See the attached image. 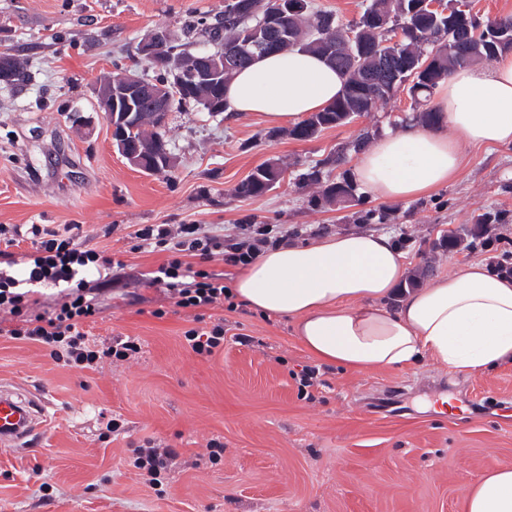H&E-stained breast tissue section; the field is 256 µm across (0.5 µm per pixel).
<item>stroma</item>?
<instances>
[{
  "instance_id": "35a3bbf8",
  "label": "stroma",
  "mask_w": 512,
  "mask_h": 512,
  "mask_svg": "<svg viewBox=\"0 0 512 512\" xmlns=\"http://www.w3.org/2000/svg\"><path fill=\"white\" fill-rule=\"evenodd\" d=\"M223 8L224 0H0V50L31 72L24 87H0V225L76 224L88 246L122 260L89 274L102 311L84 329L102 349L125 336L141 344L135 358L79 369L11 338V321L0 322V388L39 393L50 416L23 446L0 445V512H463L476 480L512 467V365L466 376L425 359L408 372L359 374L318 362L287 318L246 306L206 310L205 323H224V345L198 356L184 338L192 313L137 284L164 254L131 252L130 235L147 224H285L304 242L404 235V274L430 266L424 287L512 248V223L490 226V249L431 247L483 211L512 213V145H462L455 177L414 200L360 191L328 205L296 176L363 132L400 130L407 92L308 141H271L253 114L212 117L191 105L168 117L172 173H143L113 147L93 83L144 71L133 50L147 34L182 38L189 20ZM76 109L87 127H73ZM269 161L284 167V180L264 196L236 197L234 187ZM306 366L324 380L308 395L296 377ZM442 396L454 412L433 409ZM107 416L120 431H106ZM148 439L176 453L154 488L132 464ZM211 439L224 444L214 464Z\"/></svg>"
}]
</instances>
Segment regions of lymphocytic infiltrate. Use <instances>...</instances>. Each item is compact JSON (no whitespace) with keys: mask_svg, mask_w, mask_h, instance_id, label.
Listing matches in <instances>:
<instances>
[{"mask_svg":"<svg viewBox=\"0 0 512 512\" xmlns=\"http://www.w3.org/2000/svg\"><path fill=\"white\" fill-rule=\"evenodd\" d=\"M0 236L6 244L0 249V260L6 265L0 271V313L14 321L13 338L44 345L53 360L83 368L105 358L124 361L138 352V344L129 338L116 339L111 347L97 350L83 330L84 323L101 311L85 274L92 266H111V257L82 248L68 224L59 231L39 224L0 225ZM132 239L133 251L166 253V261L144 274L140 284L164 288L175 306L193 311L195 326L185 331L184 338L192 351L203 357L223 346L225 334L223 323L203 326L204 309L223 306L232 312L237 308L231 288L225 285L223 274L211 270V262L243 268L277 245L268 229L259 224L235 234L206 224H150L136 230ZM25 240L31 242L32 252L15 255L13 246ZM16 265L22 266L23 277L10 275V267ZM39 285L65 286V297L53 311H42L35 291Z\"/></svg>","mask_w":512,"mask_h":512,"instance_id":"f902f5d3","label":"lymphocytic infiltrate"}]
</instances>
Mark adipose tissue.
Segmentation results:
<instances>
[{"instance_id": "obj_1", "label": "adipose tissue", "mask_w": 512, "mask_h": 512, "mask_svg": "<svg viewBox=\"0 0 512 512\" xmlns=\"http://www.w3.org/2000/svg\"><path fill=\"white\" fill-rule=\"evenodd\" d=\"M342 76L301 51L255 60L224 90L228 113L303 122L339 96ZM440 122L407 124L363 151L356 178L386 201L443 186L462 163L461 144H512V53L491 68H463L439 88ZM406 257L382 234L347 233L261 253L234 290L251 308L292 321L318 360L359 373L409 369L427 358L451 372L478 374L512 363V279L471 262L422 288L401 285ZM395 307H388V300ZM465 512H512V467L479 478Z\"/></svg>"}]
</instances>
